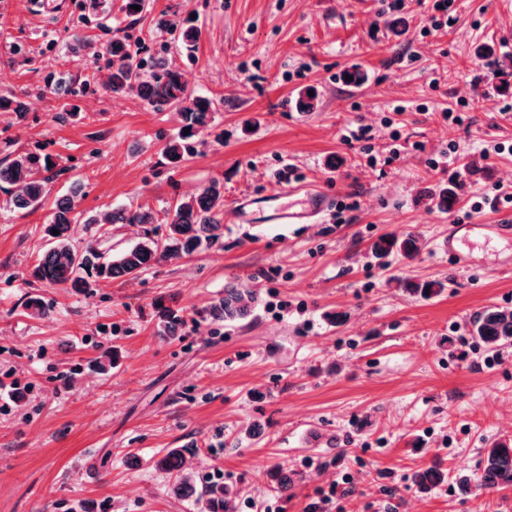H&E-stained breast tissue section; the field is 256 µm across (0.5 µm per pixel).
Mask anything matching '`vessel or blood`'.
Returning a JSON list of instances; mask_svg holds the SVG:
<instances>
[{"instance_id": "obj_1", "label": "vessel or blood", "mask_w": 512, "mask_h": 512, "mask_svg": "<svg viewBox=\"0 0 512 512\" xmlns=\"http://www.w3.org/2000/svg\"><path fill=\"white\" fill-rule=\"evenodd\" d=\"M330 196L327 191H303L293 185L257 195L239 197L229 214L234 224H310L328 210ZM512 242L511 224H452L448 227V256L457 265L470 267L476 258L471 242Z\"/></svg>"}]
</instances>
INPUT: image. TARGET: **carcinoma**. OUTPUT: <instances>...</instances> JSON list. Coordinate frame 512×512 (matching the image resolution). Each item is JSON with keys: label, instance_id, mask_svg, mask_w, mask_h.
I'll return each mask as SVG.
<instances>
[{"label": "carcinoma", "instance_id": "cac0c4a2", "mask_svg": "<svg viewBox=\"0 0 512 512\" xmlns=\"http://www.w3.org/2000/svg\"><path fill=\"white\" fill-rule=\"evenodd\" d=\"M109 56V74L106 88L114 95L135 93L156 109L168 108L176 112L181 131L177 138L166 143L164 154L177 164L192 153L194 138L203 134L212 122L215 101L209 97L188 92L182 72L165 60L144 67L132 44L123 36L115 35L105 47ZM189 133H184V129ZM54 157L48 153L28 151L17 155L8 165L0 166V184H6L3 205L20 210L37 208L46 198V178L42 173L55 167ZM80 188L75 186L71 195L57 200L52 208L49 224L44 233L49 247L38 259L32 276L51 286L89 287L88 278L115 280L135 277L152 263L167 258L191 255L203 247L222 242L224 236V182L213 179L194 195L182 200L165 217V232L161 237L145 233L133 245L108 257L93 245L77 249L68 231L78 218L76 198ZM155 212L150 208L128 210L124 207L107 212L102 224H154ZM59 234L54 235L52 231ZM382 257L396 252L410 257L419 250V240L408 235L382 238L372 246ZM255 302V294L247 289L229 287L224 296L211 308L215 319H234L247 313ZM163 333L174 337L184 323L180 311L161 310ZM472 335L485 347L494 349L512 343V312L497 308L484 310L474 320ZM189 448H170L154 461V467L173 477L170 492L181 499H192L203 505V512H232L231 490L222 484L201 485L185 474ZM445 479L441 469L429 467L416 472L412 484L420 492L440 485ZM477 486L486 492L512 489V444L497 442L487 449Z\"/></svg>", "mask_w": 512, "mask_h": 512}]
</instances>
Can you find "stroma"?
<instances>
[{"label":"stroma","mask_w":512,"mask_h":512,"mask_svg":"<svg viewBox=\"0 0 512 512\" xmlns=\"http://www.w3.org/2000/svg\"><path fill=\"white\" fill-rule=\"evenodd\" d=\"M110 2L107 18L68 0L63 17L41 19L29 0H0V96L25 104L0 112V165L42 147L56 159L49 197L81 183L83 219L161 212L213 179L228 205L286 181L324 188L336 206L313 224L225 225L222 245L85 293L31 275L49 207L0 210V383L30 386L0 411V512H200L154 468L166 448L195 449L198 479L236 486V512H307L327 492V512H512V489L452 480L476 473L492 441H512V344L489 350L471 335L484 309L512 310V249H478L469 269L448 257L449 225L512 224V204L490 202L496 185L512 193V153L495 148L512 142L499 74L512 65V10L454 0L436 31L433 0L395 12L384 0H148L135 16ZM190 21L200 35L187 51ZM117 32L218 102L179 166L163 153L175 112L104 88L102 50ZM484 45L495 54L479 56ZM353 65L363 85L343 80ZM360 124L374 128L372 166L345 140ZM83 219L70 231L80 247L144 234L115 224L101 239ZM408 234L421 241L413 257L374 255L379 239ZM429 281L444 290L415 294ZM231 285L255 303L213 319ZM33 297L49 316L30 314ZM162 305L181 311L180 336H160ZM110 349L117 363L100 369ZM433 464L450 482L417 492L411 475ZM280 471L294 480L285 495ZM346 475L348 495L335 489Z\"/></svg>","instance_id":"stroma-1"}]
</instances>
